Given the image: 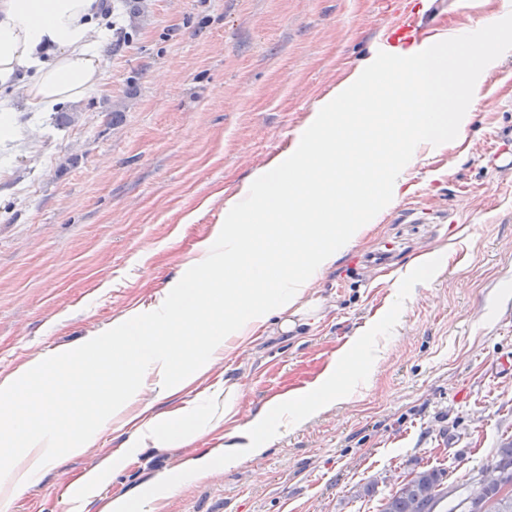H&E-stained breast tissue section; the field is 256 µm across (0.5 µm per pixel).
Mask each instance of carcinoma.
Masks as SVG:
<instances>
[{"mask_svg": "<svg viewBox=\"0 0 512 512\" xmlns=\"http://www.w3.org/2000/svg\"><path fill=\"white\" fill-rule=\"evenodd\" d=\"M487 470L496 473V478L479 483L448 512H512V445L502 449ZM446 480L443 469L412 472L388 495L381 512H442L448 499ZM505 483L511 490L503 491Z\"/></svg>", "mask_w": 512, "mask_h": 512, "instance_id": "cac0c4a2", "label": "carcinoma"}]
</instances>
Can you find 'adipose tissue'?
Wrapping results in <instances>:
<instances>
[{
	"instance_id": "obj_1",
	"label": "adipose tissue",
	"mask_w": 512,
	"mask_h": 512,
	"mask_svg": "<svg viewBox=\"0 0 512 512\" xmlns=\"http://www.w3.org/2000/svg\"><path fill=\"white\" fill-rule=\"evenodd\" d=\"M98 15V0H0V90L19 85L18 73L28 71L23 96L30 111L79 101L103 78ZM484 26L496 36L475 61L458 49L435 56L417 45L400 48L404 66L394 78L401 93L393 111L380 113L378 133L364 121L372 112L366 78L379 72L367 62L351 86L312 113L287 159L258 171L233 208L232 223L216 226L199 246L188 280L114 321L110 336L89 338L95 366L82 355L60 353L1 380L0 498L33 486L59 453L83 455L98 425L131 422L133 437L108 457L113 471L137 463L150 445L185 458L159 491L138 501L140 512H159L162 500L210 471L212 454L196 452L203 438L222 434L223 462L232 466L261 457L282 430L351 398L377 363L373 336L395 323L403 293L395 294L384 324L350 337L312 383L272 396L248 422L240 420L243 387L207 379L271 322L285 331L291 317L319 311L312 288L371 229L356 220L367 205L366 186L386 187V202L395 203L422 145L466 135L482 73L512 52V36L497 17H486ZM270 223L287 226V234L269 238ZM58 365L68 368L64 395L56 387ZM192 387L201 388V399L178 402ZM161 400L177 406L155 412Z\"/></svg>"
}]
</instances>
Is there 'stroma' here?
I'll list each match as a JSON object with an SVG mask.
<instances>
[{"label": "stroma", "mask_w": 512, "mask_h": 512, "mask_svg": "<svg viewBox=\"0 0 512 512\" xmlns=\"http://www.w3.org/2000/svg\"><path fill=\"white\" fill-rule=\"evenodd\" d=\"M392 2L141 0L133 26L112 0L104 78L72 104L74 123L24 111L14 92L20 132L0 146V379L83 347L185 278L227 202L374 56ZM420 2L461 31L493 13V0ZM497 129L512 130L503 96L477 105L463 141L408 165V193L313 288L318 321L269 326L211 376L236 379L255 405L303 387L404 291L370 385L162 512H379L407 473L440 466L458 487L512 445V374L497 369L512 356V171L483 158ZM426 252L440 274L403 280ZM129 436L104 425L0 512H75L82 476ZM178 461L147 448L102 494L137 496Z\"/></svg>", "instance_id": "35a3bbf8"}]
</instances>
